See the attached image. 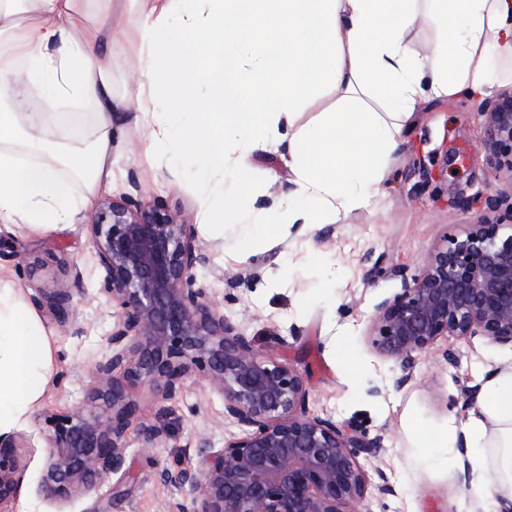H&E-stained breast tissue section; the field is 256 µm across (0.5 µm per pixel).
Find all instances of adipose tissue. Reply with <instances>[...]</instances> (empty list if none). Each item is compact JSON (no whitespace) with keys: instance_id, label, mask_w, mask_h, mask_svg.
Segmentation results:
<instances>
[{"instance_id":"ef3b65f1","label":"adipose tissue","mask_w":512,"mask_h":512,"mask_svg":"<svg viewBox=\"0 0 512 512\" xmlns=\"http://www.w3.org/2000/svg\"><path fill=\"white\" fill-rule=\"evenodd\" d=\"M128 0L137 21L123 29L146 70L138 88L141 155L190 158L199 181L246 182L249 158L270 142L287 145L293 189L275 222L254 224L245 249L292 224L321 223L370 203L390 153L424 88L439 97L481 93L501 73L492 57L512 59V0ZM428 21L441 31L432 55L407 41ZM118 17L113 0H0V100L37 91L42 105L17 112L0 103V223L47 232L74 223L99 187L111 184L113 118L122 106L112 90L107 49ZM184 36L207 32V55L189 61L182 39L162 41L161 24ZM339 95L305 133L283 137L321 88ZM378 97L386 114L363 109ZM202 118L188 110L197 98ZM89 102L94 133L58 139L59 107ZM234 138L241 159L229 164L220 134ZM54 349L39 315L18 292L0 287V435L24 424L51 386ZM433 447L470 448L475 501L512 512V361L497 362L466 419L449 417L430 432Z\"/></svg>"}]
</instances>
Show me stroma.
Returning <instances> with one entry per match:
<instances>
[{"instance_id":"35a3bbf8","label":"stroma","mask_w":512,"mask_h":512,"mask_svg":"<svg viewBox=\"0 0 512 512\" xmlns=\"http://www.w3.org/2000/svg\"><path fill=\"white\" fill-rule=\"evenodd\" d=\"M113 90L124 97L125 130L116 134L112 168L117 182L100 198L135 191L137 199L157 203L182 224H191L208 261L196 270L197 283L222 303L254 349L296 368L307 388L310 414L355 427L364 440L379 439L357 460L369 490L363 512H468L470 485L459 450L427 448L423 434L446 428L449 416L467 417L474 401L464 388L481 387L495 360L512 359V349L481 338L444 336L419 354L410 369L380 355L372 344L375 305L392 296L400 282L393 267L417 272L427 256L470 225L500 224L512 234V209L488 211L490 191H512V168L499 166L485 146L487 125L471 95H425L413 122L391 154L382 198L356 208L336 222L309 227L294 224L259 249L240 244L253 212L226 205L213 224L198 223L201 187L188 164H147L138 154L136 94L143 79L138 48L123 42L112 51ZM251 178L242 189L256 210L274 215L276 203L293 187L288 159L270 149L249 160ZM88 215L49 232L4 233L0 277L18 288L52 332L58 379L41 406L22 426L32 446L23 452L25 478L15 512H169L189 502V488L164 482L165 468H199L193 450L207 440L212 450L236 426L224 416V396L204 372L194 371L176 395L161 399L147 387L135 389L137 425L128 432L125 466L96 492L61 501L47 496L41 479L47 450L41 439L65 408L78 404L93 383L94 362L111 354L108 337L116 322L100 289L105 272L86 231ZM281 283H273L277 272ZM69 289L73 314L59 322L43 296ZM353 348L357 371L336 358L335 347ZM157 425L163 439L148 441L143 426ZM388 492H380V485Z\"/></svg>"}]
</instances>
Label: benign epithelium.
<instances>
[{
	"mask_svg": "<svg viewBox=\"0 0 512 512\" xmlns=\"http://www.w3.org/2000/svg\"><path fill=\"white\" fill-rule=\"evenodd\" d=\"M488 146L511 147L512 94L481 105ZM100 265L101 293L117 309L110 357L95 362L86 401L58 417L43 437L42 485L62 500L88 495L122 470L128 430L138 406L131 390L147 386L169 398L193 368L207 371L224 393V416L240 432L207 453L203 469L162 473L194 496L171 512H361L367 476L356 460L357 436L306 408L300 372L256 353L240 326L224 318L195 269L207 261L190 225L130 194L105 198L87 224ZM493 224H474L433 250L422 270H394L399 291L375 306L378 352L409 368L442 336H482L512 346V234L499 241ZM60 321L70 294L47 298ZM20 436L0 435V512H14L24 476Z\"/></svg>",
	"mask_w": 512,
	"mask_h": 512,
	"instance_id": "benign-epithelium-1",
	"label": "benign epithelium"
}]
</instances>
